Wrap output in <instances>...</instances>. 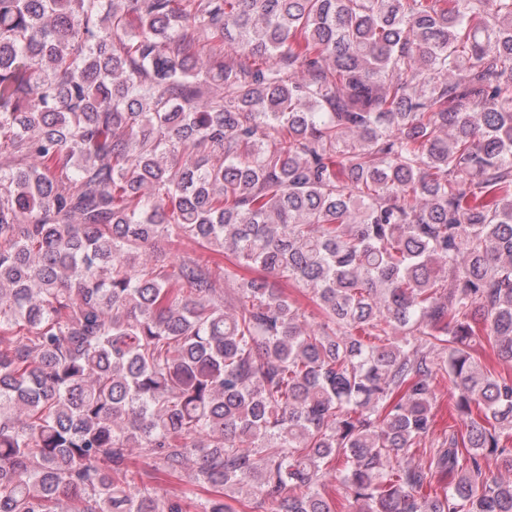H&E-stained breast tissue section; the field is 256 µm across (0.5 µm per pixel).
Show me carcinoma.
<instances>
[{
    "instance_id": "1",
    "label": "carcinoma",
    "mask_w": 512,
    "mask_h": 512,
    "mask_svg": "<svg viewBox=\"0 0 512 512\" xmlns=\"http://www.w3.org/2000/svg\"><path fill=\"white\" fill-rule=\"evenodd\" d=\"M181 241L230 265L139 261ZM482 336L512 362V0H0V512H336V466L350 512H512ZM450 386L448 380H440L436 388V403H435V428L433 434H431L426 442L427 448L431 444H436L437 441L441 440L445 434L448 436V425H454V416L449 403L450 398ZM133 453L136 467L143 474L144 480L149 481L169 495L183 496L190 493L189 496L193 500L198 497L200 491L190 481V476L193 474L191 465L180 477H169L158 472L153 462L139 457L136 450ZM225 493H227V497L226 498V501L230 504H232L235 509L237 510H243L242 509V504L241 503H245L246 505H248V507L245 508V510H247V512H271V509H270V505H268V503L266 504H263V505H260L259 504V501H260V497H259V494L256 490L254 491H251L249 493H247L244 490H234L233 492H227V491H224ZM238 501H241V502H238Z\"/></svg>"
}]
</instances>
